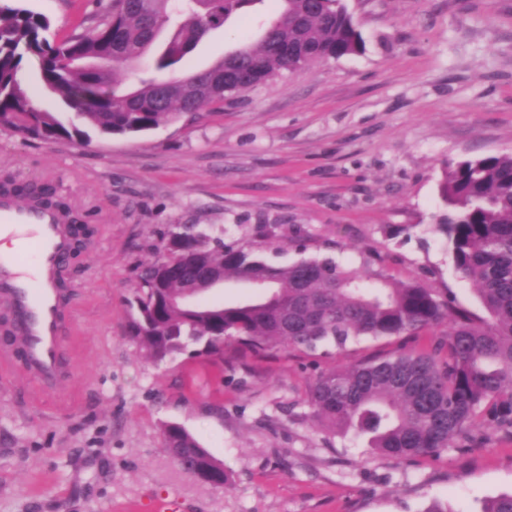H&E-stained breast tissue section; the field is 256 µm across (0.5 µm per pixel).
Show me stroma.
<instances>
[{"mask_svg":"<svg viewBox=\"0 0 512 512\" xmlns=\"http://www.w3.org/2000/svg\"><path fill=\"white\" fill-rule=\"evenodd\" d=\"M60 39L88 22L90 0H26ZM361 54L284 71L197 120L134 135L42 140L0 127V178L50 185L85 215L92 245L66 268L74 295L62 338L66 373L42 388L0 360V512H479L512 493V433L405 461L322 430L306 399L315 379L435 336H394L255 353L226 342L163 361L127 333L141 269L179 224L225 241L255 224L300 229L302 255L370 262L417 278L480 312L435 229L448 163L512 152V0H346ZM280 7L231 18L187 58L210 66L257 38ZM269 263L300 253L262 247ZM176 423L220 459L221 489L184 473L163 446Z\"/></svg>","mask_w":512,"mask_h":512,"instance_id":"1","label":"stroma"}]
</instances>
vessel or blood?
Instances as JSON below:
<instances>
[{"label":"vessel or blood","mask_w":512,"mask_h":512,"mask_svg":"<svg viewBox=\"0 0 512 512\" xmlns=\"http://www.w3.org/2000/svg\"><path fill=\"white\" fill-rule=\"evenodd\" d=\"M67 221L64 211L0 193V234L19 241L16 250L0 254V299L14 311L20 358L45 388L57 387L63 371L66 306L60 278L71 244Z\"/></svg>","instance_id":"obj_1"}]
</instances>
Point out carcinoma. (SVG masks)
I'll list each match as a JSON object with an SVG mask.
<instances>
[{
  "mask_svg": "<svg viewBox=\"0 0 512 512\" xmlns=\"http://www.w3.org/2000/svg\"><path fill=\"white\" fill-rule=\"evenodd\" d=\"M23 2L0 3V124L42 139L88 134L33 102L21 80L32 59L43 90L83 124L102 135H136L262 85L291 61L302 69L364 48L344 0H279L282 10L258 42L182 72L184 58L209 32L264 0H92L91 25L52 41L50 19ZM149 55L168 76L119 89L121 69ZM12 192L41 204L54 197L51 187ZM440 195L448 214L437 230L456 269L477 285L484 317L367 262L352 268L322 256L270 264L256 246L278 239L280 224H256L253 240L230 243L182 224L168 260L151 262L140 274L130 335L162 361L191 344L218 354L229 339L253 351L282 346L313 353L365 337L438 330L442 339L425 353L405 351L321 373L307 398L313 417L397 459L438 456L464 436L475 444L485 424L512 430V154L448 165ZM205 267L259 293L234 305L207 303L206 312L186 309L179 300L202 293ZM163 442L187 473L228 484L216 458L183 427L167 426ZM481 512H512V494L488 500Z\"/></svg>",
  "mask_w": 512,
  "mask_h": 512,
  "instance_id": "carcinoma-1",
  "label": "carcinoma"
}]
</instances>
